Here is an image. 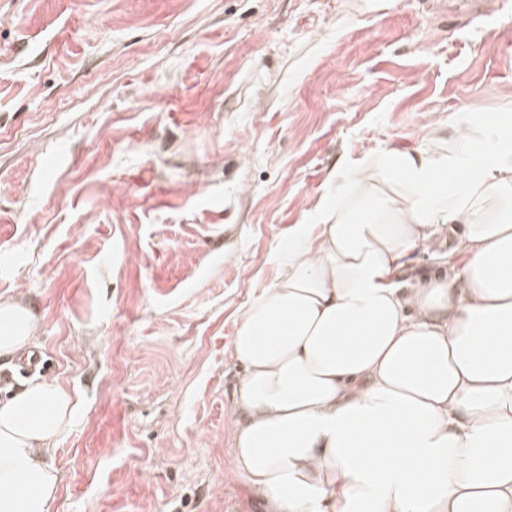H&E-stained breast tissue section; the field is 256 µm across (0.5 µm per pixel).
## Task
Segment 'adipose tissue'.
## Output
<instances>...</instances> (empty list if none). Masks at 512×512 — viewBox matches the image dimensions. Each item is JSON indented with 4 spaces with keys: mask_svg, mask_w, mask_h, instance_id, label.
<instances>
[{
    "mask_svg": "<svg viewBox=\"0 0 512 512\" xmlns=\"http://www.w3.org/2000/svg\"><path fill=\"white\" fill-rule=\"evenodd\" d=\"M278 267L231 343V474L265 512H512V107L338 165ZM32 332L0 300V357ZM73 413L44 379L0 400V512H49ZM442 260L433 257L431 254H424L421 251H415L408 257L407 265L403 268L404 281L413 277L429 275L439 270Z\"/></svg>",
    "mask_w": 512,
    "mask_h": 512,
    "instance_id": "adipose-tissue-1",
    "label": "adipose tissue"
}]
</instances>
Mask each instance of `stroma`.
Segmentation results:
<instances>
[{
  "label": "stroma",
  "instance_id": "stroma-1",
  "mask_svg": "<svg viewBox=\"0 0 512 512\" xmlns=\"http://www.w3.org/2000/svg\"><path fill=\"white\" fill-rule=\"evenodd\" d=\"M512 105V0H0V299L78 401L50 512H263L240 308L339 160Z\"/></svg>",
  "mask_w": 512,
  "mask_h": 512
}]
</instances>
